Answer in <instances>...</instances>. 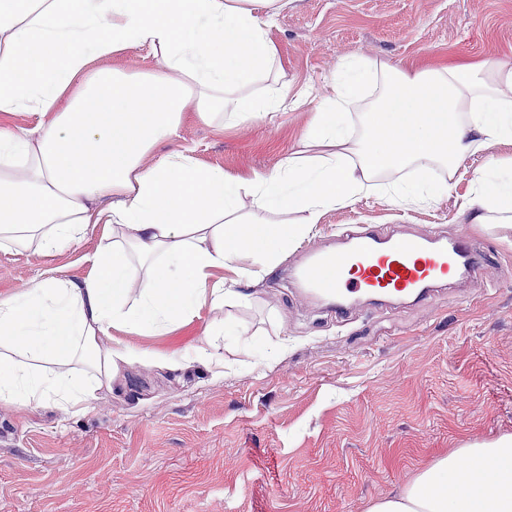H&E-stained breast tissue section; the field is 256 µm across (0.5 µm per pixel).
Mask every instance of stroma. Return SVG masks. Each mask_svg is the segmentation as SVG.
<instances>
[{"instance_id": "stroma-1", "label": "stroma", "mask_w": 512, "mask_h": 512, "mask_svg": "<svg viewBox=\"0 0 512 512\" xmlns=\"http://www.w3.org/2000/svg\"><path fill=\"white\" fill-rule=\"evenodd\" d=\"M270 37L274 69L254 91L287 82L310 103L235 125L188 117L155 158L190 146L202 164L268 175L301 151L341 59L496 64L512 53V0H288ZM492 160L512 161V142L468 156L435 203L373 195L326 211L269 275L237 283L249 301L231 311L222 374L137 360L84 414L0 403V512H367L448 452L512 435V227L472 223L468 208ZM364 227L464 229L486 264L426 300L359 297L339 317L294 271ZM98 240L49 257L0 251V296L35 279L83 280ZM211 318L204 308L172 332L114 337L168 352Z\"/></svg>"}]
</instances>
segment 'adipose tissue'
I'll return each instance as SVG.
<instances>
[{
  "label": "adipose tissue",
  "instance_id": "obj_1",
  "mask_svg": "<svg viewBox=\"0 0 512 512\" xmlns=\"http://www.w3.org/2000/svg\"><path fill=\"white\" fill-rule=\"evenodd\" d=\"M283 0H0V113L36 115L0 124V250L50 256L103 233L89 275L51 277L0 296V401L89 411L133 359L171 369L220 366L224 309L247 296L213 280L226 269L260 280L318 224L323 212L380 192L389 204L430 202L480 149L512 142V61L493 81L480 63L347 60L300 142L270 175L204 166L184 148L163 159L187 115L262 119L307 91L249 88L275 61L268 22ZM147 49L154 68L127 73L97 60ZM382 90L364 136L350 148L347 110L360 88ZM414 169L413 179L387 172ZM479 211L512 213V166L490 161L474 179ZM298 211V224L239 216ZM216 312L196 341L168 354L113 342L112 331L167 330L201 309ZM81 369H72V362ZM367 512H512V437L438 459Z\"/></svg>",
  "mask_w": 512,
  "mask_h": 512
}]
</instances>
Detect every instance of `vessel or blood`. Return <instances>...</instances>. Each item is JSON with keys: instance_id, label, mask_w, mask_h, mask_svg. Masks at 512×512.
Segmentation results:
<instances>
[{"instance_id": "obj_1", "label": "vessel or blood", "mask_w": 512, "mask_h": 512, "mask_svg": "<svg viewBox=\"0 0 512 512\" xmlns=\"http://www.w3.org/2000/svg\"><path fill=\"white\" fill-rule=\"evenodd\" d=\"M345 246L311 253L298 275L305 287L335 299L355 293L412 295L443 281L464 265L474 264L469 238L377 237L349 232Z\"/></svg>"}]
</instances>
